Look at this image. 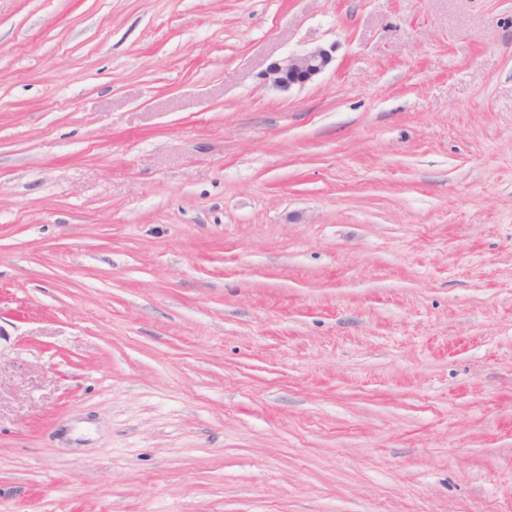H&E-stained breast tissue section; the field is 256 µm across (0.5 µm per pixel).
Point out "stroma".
Masks as SVG:
<instances>
[{
	"instance_id": "obj_1",
	"label": "stroma",
	"mask_w": 512,
	"mask_h": 512,
	"mask_svg": "<svg viewBox=\"0 0 512 512\" xmlns=\"http://www.w3.org/2000/svg\"><path fill=\"white\" fill-rule=\"evenodd\" d=\"M0 325V512H512V0H0ZM333 46H318L299 54L288 55L270 65L263 74L265 82L280 90L313 81L332 64Z\"/></svg>"
}]
</instances>
